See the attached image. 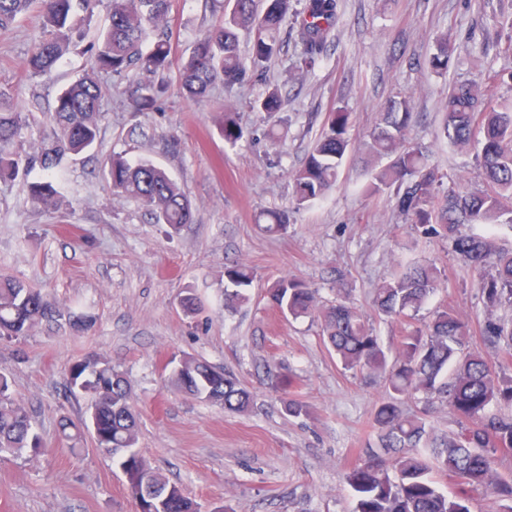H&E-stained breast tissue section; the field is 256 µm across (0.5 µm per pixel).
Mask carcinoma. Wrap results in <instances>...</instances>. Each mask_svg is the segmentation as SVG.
<instances>
[{"instance_id": "carcinoma-1", "label": "carcinoma", "mask_w": 512, "mask_h": 512, "mask_svg": "<svg viewBox=\"0 0 512 512\" xmlns=\"http://www.w3.org/2000/svg\"><path fill=\"white\" fill-rule=\"evenodd\" d=\"M171 0H107L108 24L94 19L96 0H0V29H6L32 6L42 18L41 38L27 55L23 71L42 77L78 45L88 65L58 95L36 154H29L22 140L31 126L29 115L17 111L10 93L0 89V182L28 175L38 164L45 171L56 168L68 155H79L96 146L105 96L101 74L132 76L131 101L135 112H152L164 98L167 85L156 77L172 65L168 15ZM212 10H222L221 22L201 33L179 65V85L192 100L209 95L217 85L232 89L262 71L283 44L282 24L294 11L293 0H212ZM336 0H305L298 28L302 45L299 68L313 67L327 48L336 23ZM248 36L246 67L240 34ZM453 48L448 39L436 41L429 58L432 70L443 73ZM497 78L458 81L448 88L442 133L448 146L463 151L482 134L476 166L485 189L463 192L453 187L438 195L442 176L427 163L424 153L407 144L411 99L389 100L380 126L371 135L369 154L387 158L382 167L366 170L367 191L386 193L402 216L427 237L450 242L465 264L491 273L483 282L486 307H512V247L476 230L479 224L512 226V100L497 95ZM281 90L274 86L253 109L272 116L281 111ZM351 113L338 107L325 117L321 134L302 168L295 171L293 199L304 207L324 197L336 184L349 148ZM224 141L234 143L242 131L231 114L219 126ZM107 176L112 190L143 202L158 224L177 231L193 221L191 200L161 168L147 160H130L114 153ZM31 202L46 211L61 206L58 191L49 181L28 184ZM265 231H288V211L260 212ZM253 274L244 264L224 268V307L247 300L246 288ZM441 283V271L432 263L414 262L384 279L374 289L372 303L378 312L410 324ZM273 306L294 319L312 317L320 322L323 341L341 366L349 371L381 375L388 398L380 403L373 429L378 447L346 474L353 492V512H471L470 492L490 489L507 498L512 512V480L497 466L512 452V412L491 413L492 406L512 409V375L494 367L479 351L470 348V329L453 309L433 312L424 328L407 330L388 360L378 336L346 298L320 303L317 290L283 277L269 289ZM65 321L77 334L88 332L93 320L86 314L66 312L38 290L0 274V338L18 339L40 323ZM486 341L512 360V320L488 315L482 331ZM69 385L91 398L85 419L61 422V432L85 428L99 448L108 449L112 464L125 478L127 495L135 512H198L183 489L160 475L143 456L138 444V412L130 404L124 377L112 365L91 353L73 362ZM176 389L191 398L232 413L249 410L250 390L236 376L205 360L185 355L172 371ZM424 403L423 411L410 414L408 400ZM447 406L455 429L435 435L428 421L436 406ZM42 439L24 406L10 392L0 373V454L40 453ZM443 472L458 480L453 495L432 478Z\"/></svg>"}]
</instances>
